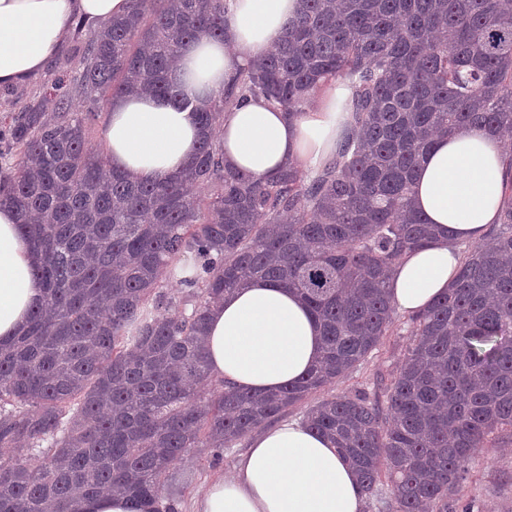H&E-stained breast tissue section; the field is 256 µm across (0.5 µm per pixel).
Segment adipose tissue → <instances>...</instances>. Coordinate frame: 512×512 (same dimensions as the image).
<instances>
[{"mask_svg": "<svg viewBox=\"0 0 512 512\" xmlns=\"http://www.w3.org/2000/svg\"><path fill=\"white\" fill-rule=\"evenodd\" d=\"M300 7L301 0H228L223 39L201 36L179 48L169 74L179 98L113 99L102 133L111 166L133 180L181 171L207 134L197 105L222 94L236 72L272 49ZM127 8L128 0H0V87L42 71L76 20L100 24ZM350 102V87L336 81L293 119L262 99L224 111L216 129L224 163L257 179L291 164L319 167L350 124ZM511 189L512 148L503 140L469 127L436 139L418 166L413 199L437 239L395 264L389 295L396 310L415 314L446 292L461 264L458 244L487 241ZM37 261L14 211L1 207L2 344L44 302L33 275ZM321 346L304 301L276 282L252 280L211 309V374L228 388L265 392L295 383ZM364 502L354 469L336 448L305 422L288 420L252 438L236 477L215 476L195 512H363Z\"/></svg>", "mask_w": 512, "mask_h": 512, "instance_id": "obj_1", "label": "adipose tissue"}]
</instances>
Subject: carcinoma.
I'll return each mask as SVG.
<instances>
[{
    "label": "carcinoma",
    "instance_id": "carcinoma-1",
    "mask_svg": "<svg viewBox=\"0 0 512 512\" xmlns=\"http://www.w3.org/2000/svg\"><path fill=\"white\" fill-rule=\"evenodd\" d=\"M301 2L275 47L197 112L210 128L261 97L295 118L347 81L353 124L314 172L255 179L207 136L183 173L131 181L89 147L110 98L177 96L178 48L224 38V0H131L76 46L66 81L82 110L63 94L51 113L34 101L0 122V207L33 241L45 297L0 344V447L14 449L0 512H81L103 493L175 512L171 465L200 448L220 461L399 327L388 273L435 237L412 205L420 160L462 127L512 135V0ZM254 278L296 291L322 331L318 361L278 391L226 390L209 372L210 307ZM406 324L382 392L325 398L305 421L380 512H457L474 452L512 434L511 193L489 241L466 247L448 291Z\"/></svg>",
    "mask_w": 512,
    "mask_h": 512
}]
</instances>
